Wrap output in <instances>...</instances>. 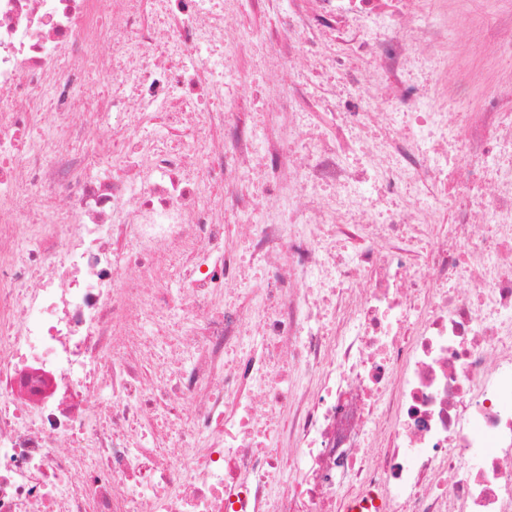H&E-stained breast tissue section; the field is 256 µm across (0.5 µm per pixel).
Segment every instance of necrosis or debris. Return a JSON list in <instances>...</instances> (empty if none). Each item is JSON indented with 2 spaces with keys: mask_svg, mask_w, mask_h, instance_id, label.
I'll use <instances>...</instances> for the list:
<instances>
[{
  "mask_svg": "<svg viewBox=\"0 0 512 512\" xmlns=\"http://www.w3.org/2000/svg\"><path fill=\"white\" fill-rule=\"evenodd\" d=\"M203 2L0 0V512H512V0H293L283 73L325 27L367 62L333 66L330 138L211 109ZM456 49L468 51L469 59L474 65H479L482 57V49L479 42L475 39L472 28L462 26L454 32L452 52ZM86 87L98 106L95 110L98 112H112V94L108 92L105 78L97 71L92 70L89 75Z\"/></svg>",
  "mask_w": 512,
  "mask_h": 512,
  "instance_id": "obj_1",
  "label": "necrosis or debris"
}]
</instances>
